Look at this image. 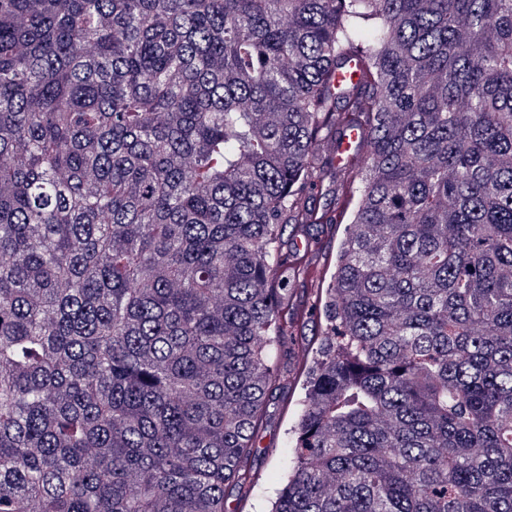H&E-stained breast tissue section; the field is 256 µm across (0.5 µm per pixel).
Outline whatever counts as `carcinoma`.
<instances>
[{"label": "carcinoma", "instance_id": "obj_1", "mask_svg": "<svg viewBox=\"0 0 512 512\" xmlns=\"http://www.w3.org/2000/svg\"><path fill=\"white\" fill-rule=\"evenodd\" d=\"M325 176L270 512H512V0H0V512H226ZM344 220L342 224H322L318 227V232L314 231L315 240L311 243L308 250L312 254L313 260L324 267L323 277L325 281L323 288L333 272V263L335 254L338 251L339 244L347 232V225Z\"/></svg>", "mask_w": 512, "mask_h": 512}]
</instances>
